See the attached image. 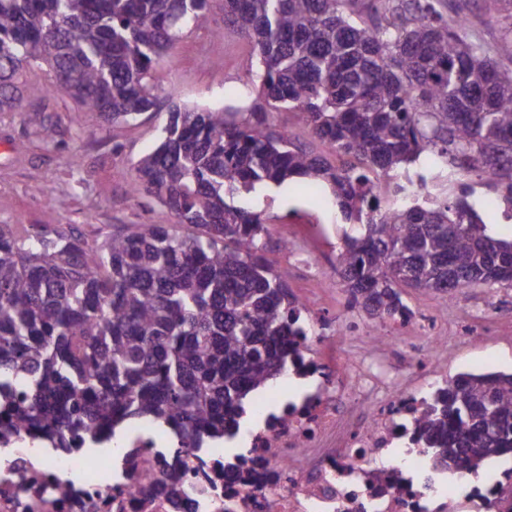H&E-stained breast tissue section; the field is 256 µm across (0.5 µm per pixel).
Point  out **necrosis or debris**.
Returning a JSON list of instances; mask_svg holds the SVG:
<instances>
[{
  "mask_svg": "<svg viewBox=\"0 0 512 512\" xmlns=\"http://www.w3.org/2000/svg\"><path fill=\"white\" fill-rule=\"evenodd\" d=\"M303 313L313 333L298 348L301 370L286 376L306 390L292 403L274 391L258 402L238 433L244 456L220 444L181 456L186 491L173 499L159 492L168 477L159 457L165 428L130 430L117 461L12 434L0 438V512H464L467 503L505 512L512 489L485 483L477 470L448 472L412 447L421 393L393 388L379 404L367 392L348 413L350 359L322 357L320 346L354 337L383 346L387 336L354 324L328 337L320 312Z\"/></svg>",
  "mask_w": 512,
  "mask_h": 512,
  "instance_id": "obj_1",
  "label": "necrosis or debris"
}]
</instances>
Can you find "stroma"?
Returning <instances> with one entry per match:
<instances>
[{"mask_svg":"<svg viewBox=\"0 0 512 512\" xmlns=\"http://www.w3.org/2000/svg\"><path fill=\"white\" fill-rule=\"evenodd\" d=\"M449 13L463 12L472 29L494 42L508 24L495 0H448ZM223 30L216 38L214 30ZM251 44L224 25L221 8H213L209 28L180 42L162 63L158 94L165 105L222 109L248 106L254 95L244 67L252 58ZM24 98L15 111L0 113V224L62 227L75 236L100 239L125 224L173 223L164 207L133 197L129 185L132 162L154 146L166 123L165 110L143 115L128 125L100 123L89 112H78L68 97H60L54 142L43 146L24 118L31 108ZM244 206L266 218V258L288 272L293 293L305 295L324 309L330 329L360 321L349 309L347 294L336 274L341 216L327 186L295 178L280 187L260 189ZM290 216L298 252L289 256L277 248L282 216ZM406 304L432 313L441 327L445 349L440 373L512 372V288H471L452 298L422 288L403 291ZM354 366L366 377L387 386H416L422 395L435 388L437 374L414 372L393 363L384 353L349 345Z\"/></svg>","mask_w":512,"mask_h":512,"instance_id":"35a3bbf8","label":"stroma"}]
</instances>
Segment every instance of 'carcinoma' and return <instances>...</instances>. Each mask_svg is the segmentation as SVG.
<instances>
[{
	"label": "carcinoma",
	"mask_w": 512,
	"mask_h": 512,
	"mask_svg": "<svg viewBox=\"0 0 512 512\" xmlns=\"http://www.w3.org/2000/svg\"><path fill=\"white\" fill-rule=\"evenodd\" d=\"M222 2L253 47L261 102L172 106L133 163V195L190 231L126 224L89 243L0 224L1 433L78 451L90 429L102 444L145 422L176 454L233 435L306 335L288 271L263 256V214L237 199L295 176L325 183L355 228L336 273L368 318L410 316L403 286H512V239L491 234L469 186L448 200V184L487 173L512 219V72L493 60L512 61V22L489 46L445 0ZM212 3L0 0V112L43 65L51 82L25 119L46 143L59 94L112 125L160 110L159 68ZM275 112L299 115L340 164L274 129ZM424 155L428 172L411 173ZM413 440L451 471L512 455V374L446 381Z\"/></svg>",
	"instance_id": "carcinoma-1"
}]
</instances>
